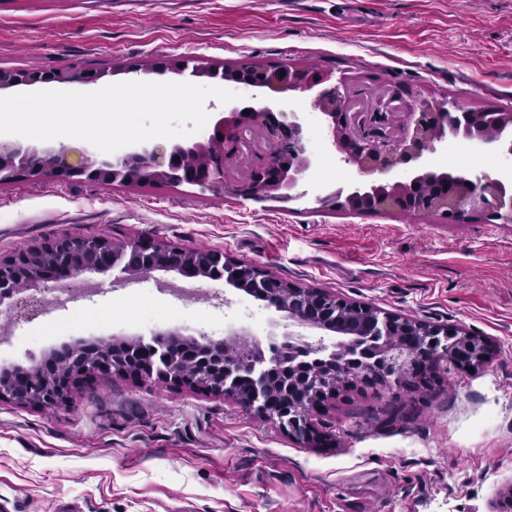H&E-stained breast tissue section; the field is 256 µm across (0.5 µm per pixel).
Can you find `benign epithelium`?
Segmentation results:
<instances>
[{
    "label": "benign epithelium",
    "instance_id": "1",
    "mask_svg": "<svg viewBox=\"0 0 512 512\" xmlns=\"http://www.w3.org/2000/svg\"><path fill=\"white\" fill-rule=\"evenodd\" d=\"M249 79L239 78L243 72L239 66L225 70V81L238 88L244 86L265 96L268 104L249 107L243 112L233 106L214 122L209 137L185 147L175 144L169 148L161 145L146 146L134 150L121 160L105 162L95 169L96 179L138 182L140 175L135 168L145 164L150 178L167 181L172 175V165L178 155L189 149L200 162L186 165L181 176L204 191L223 195L231 193L241 198L279 197L288 199L299 184L302 174L315 161L309 153L303 136V125L295 112H284L277 108L274 95L285 91L309 92L323 86L330 77L320 71L304 67L280 70L263 64L245 63ZM41 80L38 74H17L0 70V89ZM399 97L395 93L379 97L370 108L357 105L338 87H323L315 95V103L322 116L321 128L327 148L337 152L346 163L357 165L368 180L331 192L321 198L323 204L352 212L401 211L436 215L450 224L462 223L471 214L486 218L499 212L512 217V170L504 171L496 178L468 169L458 172L438 170L428 166L424 157L440 149L448 150L446 133L461 137L479 149H490L512 156V140H501L502 134L512 130V112H498L493 116L494 128H484L483 114L461 112L452 100L422 99L410 106L406 121L394 124L390 116L399 109ZM258 131L265 143H276L288 139L293 151L284 158L273 151H266L254 158L253 166L243 179L226 177L229 160L245 151L247 136ZM81 155V162L73 163L74 154ZM87 158L83 150L60 143L55 147L37 148L14 142L0 141V183H7L21 175L38 177H60L88 173L82 160ZM394 174L383 180L381 176ZM130 248L151 256L153 270L177 271L190 253L170 249L151 239L139 240ZM125 251H119L100 238L80 239L63 235L54 241L32 250L26 255L0 259V304L9 302V310L27 317L41 314L43 306L36 293L48 288V283L61 286L86 272L108 274L115 268L125 273ZM56 256L65 264V269L54 280L48 282L37 276V266L47 256ZM226 267L238 278L258 290L266 306L285 313L288 320L309 328H322V323L303 316L286 307L281 294L296 291L298 287L245 262L225 260ZM316 306L323 312L348 307L354 311H371L375 316V331L372 339L374 349L381 354L392 341L393 328L400 325L411 328L426 337L427 352L422 364L416 367L418 383L412 386L416 392L432 387L429 371L442 362L454 366L480 363L490 351L485 340L471 336L457 328H440L420 321L392 315L370 306L348 302L325 290L308 288ZM164 335L173 337L166 343L138 342L140 350L151 354L149 364L133 368L131 372L139 378L157 377L173 381L194 389H204L217 394H235V376L245 374L252 381V390L240 403L254 410L265 419L280 424L288 433L307 440L320 441L322 437L305 420V415L319 412L334 392L322 393L311 389L314 379L306 381L309 396L305 407L296 411L288 402L278 404L267 399L264 382L267 375L277 367L296 365L301 362L314 363L319 360L318 351L288 345V352L275 354L261 367L258 359H245L236 354L232 343L214 341L212 345L224 351V379L213 386H204L176 368L182 353L179 343L182 333L167 330ZM87 375L66 377L60 384L44 389L41 404L54 405L64 397L69 384Z\"/></svg>",
    "mask_w": 512,
    "mask_h": 512
}]
</instances>
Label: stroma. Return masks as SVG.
I'll use <instances>...</instances> for the list:
<instances>
[{
    "label": "stroma",
    "instance_id": "obj_1",
    "mask_svg": "<svg viewBox=\"0 0 512 512\" xmlns=\"http://www.w3.org/2000/svg\"><path fill=\"white\" fill-rule=\"evenodd\" d=\"M330 72L349 93L398 90L406 103L453 98L512 112V0H0V68L56 71V89L190 81L182 64L242 58ZM314 95L286 92L316 163L302 186L361 181L323 144ZM67 234L119 247L149 238L204 249L297 286L487 339L474 370H439L427 393L354 387L297 440L235 399L120 373L80 381L51 406L0 401V512H493L512 485V223L448 224L388 210L349 214L316 195L215 196L169 182L103 185L25 177L0 184V257ZM95 293L33 320L0 317V360L30 366L62 344L164 329L261 348L283 313L224 283L193 296L157 270L92 275Z\"/></svg>",
    "mask_w": 512,
    "mask_h": 512
}]
</instances>
